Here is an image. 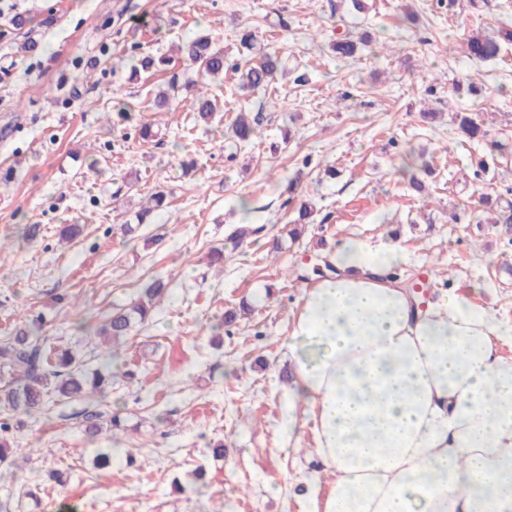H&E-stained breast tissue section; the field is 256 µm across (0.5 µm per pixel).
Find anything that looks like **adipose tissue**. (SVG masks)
Returning a JSON list of instances; mask_svg holds the SVG:
<instances>
[{"label":"adipose tissue","mask_w":512,"mask_h":512,"mask_svg":"<svg viewBox=\"0 0 512 512\" xmlns=\"http://www.w3.org/2000/svg\"><path fill=\"white\" fill-rule=\"evenodd\" d=\"M289 330L291 396L333 487L321 512H512V321L419 306L391 240L337 241Z\"/></svg>","instance_id":"1"}]
</instances>
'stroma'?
I'll use <instances>...</instances> for the list:
<instances>
[{"label":"stroma","instance_id":"35a3bbf8","mask_svg":"<svg viewBox=\"0 0 512 512\" xmlns=\"http://www.w3.org/2000/svg\"><path fill=\"white\" fill-rule=\"evenodd\" d=\"M368 3L359 29L371 43L342 59L331 49L342 0H0V337L39 316L48 345L94 365L113 306L148 280L168 284L100 407L121 411L122 431L89 436L79 400L12 429L16 466L0 469L11 512H310L332 480L288 406V330L340 239H394L407 256L397 277L421 300L466 292L512 320V224L495 221L512 202V45L485 62L465 53L466 36L512 26V0ZM247 27L281 52L286 76L253 93L230 69L208 80L207 125L191 92L155 107L159 89L195 76L173 55L185 32L236 60ZM164 54L171 65L133 73ZM241 111L259 123L234 146L224 135ZM457 112L490 141L463 139ZM291 183L317 202L295 241L280 198ZM159 190L168 208L138 224ZM70 224L83 231L66 241ZM241 224L264 231L232 244ZM219 246L223 265H208ZM98 448L132 457L98 469Z\"/></svg>","mask_w":512,"mask_h":512}]
</instances>
